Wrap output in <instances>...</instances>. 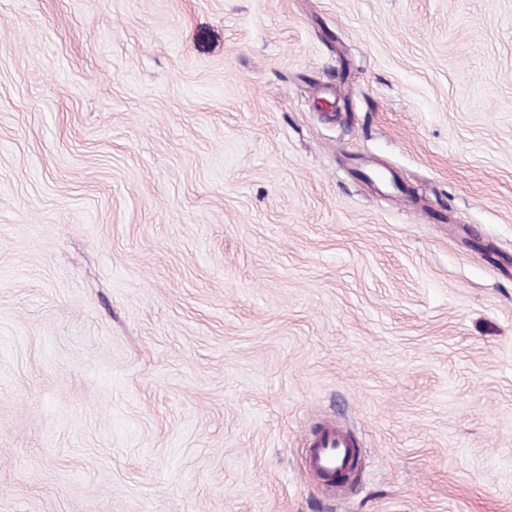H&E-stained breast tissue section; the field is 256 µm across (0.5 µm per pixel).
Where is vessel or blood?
<instances>
[{
    "instance_id": "obj_1",
    "label": "vessel or blood",
    "mask_w": 512,
    "mask_h": 512,
    "mask_svg": "<svg viewBox=\"0 0 512 512\" xmlns=\"http://www.w3.org/2000/svg\"><path fill=\"white\" fill-rule=\"evenodd\" d=\"M304 465L330 492H341L360 469L357 438L334 425L316 428L306 450Z\"/></svg>"
}]
</instances>
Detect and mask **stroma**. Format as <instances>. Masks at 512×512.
Returning a JSON list of instances; mask_svg holds the SVG:
<instances>
[{
  "label": "stroma",
  "instance_id": "obj_1",
  "mask_svg": "<svg viewBox=\"0 0 512 512\" xmlns=\"http://www.w3.org/2000/svg\"><path fill=\"white\" fill-rule=\"evenodd\" d=\"M0 512H512V0H0ZM304 465L328 491L339 493L360 470L358 439L337 425L319 426L312 433Z\"/></svg>",
  "mask_w": 512,
  "mask_h": 512
}]
</instances>
